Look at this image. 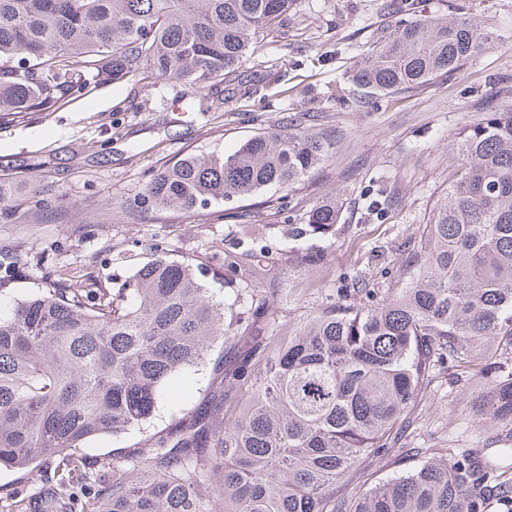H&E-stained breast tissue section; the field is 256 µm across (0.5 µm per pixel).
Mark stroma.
I'll list each match as a JSON object with an SVG mask.
<instances>
[{
	"label": "stroma",
	"instance_id": "1",
	"mask_svg": "<svg viewBox=\"0 0 512 512\" xmlns=\"http://www.w3.org/2000/svg\"><path fill=\"white\" fill-rule=\"evenodd\" d=\"M381 2L297 0L283 34L265 39L243 69L248 78L285 71L280 95L266 102L228 97L200 112L193 107L198 91L183 84L110 82L53 111L22 113L1 124L0 180L18 196L35 194L48 203L44 209L13 207L0 220V279L10 284L8 299L44 287L50 274L111 286L147 262L155 245L171 258L200 256L218 268L244 237L266 248L264 286L288 294L281 324L296 321L353 280L387 287L400 249L429 222L437 200L460 176L459 133L502 93V75H512V0H414L427 15L488 23L500 45L472 58L452 78L367 107H341L348 95L344 73L386 23ZM296 112L314 113L315 130L335 138L336 153L295 184L283 206L272 205L279 192L270 188L199 213L132 217L129 203L149 170L189 153H231L259 130L280 129ZM103 146L108 153L102 157ZM377 182L393 200L381 218L367 209ZM329 196L340 209L336 237L291 241V225L304 223L313 203ZM293 246L320 251L322 263L306 266L290 254ZM213 378L208 364L177 375L168 385L170 399L148 423L117 438L89 440L79 455L127 452L197 404ZM483 388L474 371L455 375L447 366L435 367L393 448L362 460L341 483V493L370 488L423 457L485 447L487 430L469 419Z\"/></svg>",
	"mask_w": 512,
	"mask_h": 512
}]
</instances>
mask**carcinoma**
I'll return each mask as SVG.
<instances>
[{
    "instance_id": "1",
    "label": "carcinoma",
    "mask_w": 512,
    "mask_h": 512,
    "mask_svg": "<svg viewBox=\"0 0 512 512\" xmlns=\"http://www.w3.org/2000/svg\"><path fill=\"white\" fill-rule=\"evenodd\" d=\"M294 0H0V121L47 112L103 81L172 80L269 98L284 75L245 80L264 36ZM467 18H400L348 73L364 102L457 75L495 46ZM459 179L403 248L387 288L352 289L318 305L280 338L256 267L224 259L212 300L199 257L162 252L112 288L60 277L0 303V467L46 462L53 476L0 512H512V100L466 127ZM335 142L299 116L228 155L188 154L146 176L132 213L201 212L228 198L288 190ZM334 200L315 203L291 239L336 236ZM244 356L194 407L130 452L89 460L87 439L139 429L175 373ZM480 363L488 392L475 416L489 448H461L353 496L336 484L390 448L429 370Z\"/></svg>"
}]
</instances>
